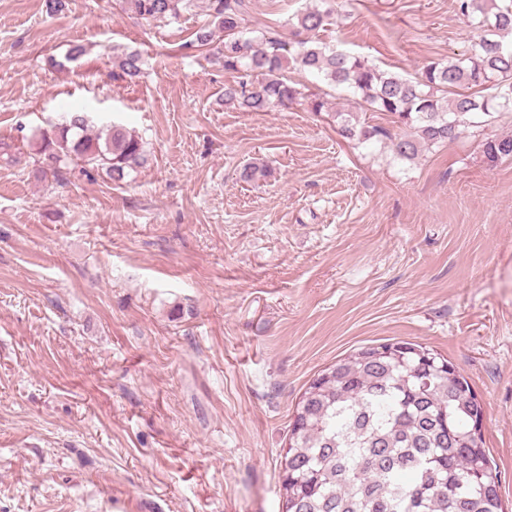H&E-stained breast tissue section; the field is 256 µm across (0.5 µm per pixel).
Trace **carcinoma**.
<instances>
[{"mask_svg":"<svg viewBox=\"0 0 512 512\" xmlns=\"http://www.w3.org/2000/svg\"><path fill=\"white\" fill-rule=\"evenodd\" d=\"M122 10L164 24L193 0H121ZM461 14L481 31L471 51L434 62L415 76L385 70L316 38L331 10L306 8L289 22L291 39L243 25L247 0H209V14L191 47L213 48L211 58L235 74L224 103L245 112L288 108L302 101L320 113L329 100L308 94L285 75L288 60L330 87L352 93L357 112H385L406 128L394 138L379 126L341 135L391 140V151L413 162L421 149L454 140L459 117L512 112V3L459 0ZM137 50L118 57L123 75L142 73ZM494 94H481L486 85ZM490 161L512 157V136L484 144ZM39 162L60 180L77 169L121 183L146 160L142 138L110 123L90 129L84 112L40 133ZM264 165L240 169L239 179L266 177ZM483 404L452 363L419 344L366 346L313 378L293 412L281 456L285 512H504L501 479L474 429Z\"/></svg>","mask_w":512,"mask_h":512,"instance_id":"1","label":"carcinoma"}]
</instances>
